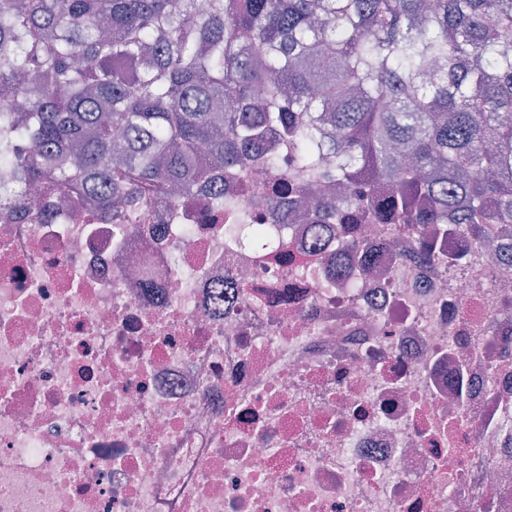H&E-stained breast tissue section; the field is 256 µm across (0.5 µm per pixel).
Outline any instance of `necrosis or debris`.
I'll use <instances>...</instances> for the list:
<instances>
[{
  "mask_svg": "<svg viewBox=\"0 0 512 512\" xmlns=\"http://www.w3.org/2000/svg\"><path fill=\"white\" fill-rule=\"evenodd\" d=\"M266 181L0 211V512H512V267L362 219L369 274Z\"/></svg>",
  "mask_w": 512,
  "mask_h": 512,
  "instance_id": "4bbe7bcc",
  "label": "necrosis or debris"
}]
</instances>
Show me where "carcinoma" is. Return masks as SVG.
I'll return each instance as SVG.
<instances>
[{
	"instance_id": "obj_1",
	"label": "carcinoma",
	"mask_w": 512,
	"mask_h": 512,
	"mask_svg": "<svg viewBox=\"0 0 512 512\" xmlns=\"http://www.w3.org/2000/svg\"><path fill=\"white\" fill-rule=\"evenodd\" d=\"M0 162L118 222L256 164L366 267L363 210L457 264L512 224V0H0Z\"/></svg>"
}]
</instances>
